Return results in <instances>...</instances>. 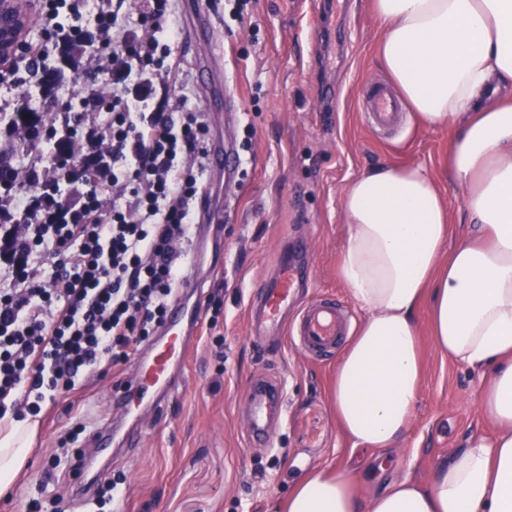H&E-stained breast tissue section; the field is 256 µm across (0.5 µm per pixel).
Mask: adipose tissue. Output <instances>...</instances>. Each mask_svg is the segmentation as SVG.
I'll use <instances>...</instances> for the list:
<instances>
[{"label":"adipose tissue","mask_w":512,"mask_h":512,"mask_svg":"<svg viewBox=\"0 0 512 512\" xmlns=\"http://www.w3.org/2000/svg\"><path fill=\"white\" fill-rule=\"evenodd\" d=\"M379 57L423 124L448 126V172L467 190L476 235L447 248L450 217L423 165L380 166L353 181L340 276L367 312L336 366L331 399L354 445L398 446L421 386L420 305L444 356L481 372L479 404L496 426L436 466L426 483L392 482L361 503L347 475L305 472L286 512H512V0H374ZM30 421L0 430V487L21 476Z\"/></svg>","instance_id":"obj_1"}]
</instances>
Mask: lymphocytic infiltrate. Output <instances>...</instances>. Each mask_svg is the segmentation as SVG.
Wrapping results in <instances>:
<instances>
[{"instance_id": "lymphocytic-infiltrate-1", "label": "lymphocytic infiltrate", "mask_w": 512, "mask_h": 512, "mask_svg": "<svg viewBox=\"0 0 512 512\" xmlns=\"http://www.w3.org/2000/svg\"><path fill=\"white\" fill-rule=\"evenodd\" d=\"M36 0L27 64L47 68L93 14L105 47L95 89L70 88L61 123L91 177L0 199V426L38 417L126 365L165 322L183 278L207 129L175 52V0Z\"/></svg>"}]
</instances>
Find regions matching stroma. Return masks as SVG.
<instances>
[{
    "label": "stroma",
    "mask_w": 512,
    "mask_h": 512,
    "mask_svg": "<svg viewBox=\"0 0 512 512\" xmlns=\"http://www.w3.org/2000/svg\"><path fill=\"white\" fill-rule=\"evenodd\" d=\"M198 2L211 33V76L200 78L188 57L189 37L178 52L208 138L223 134L240 167L232 176L209 170L200 195L199 210L225 215L195 233L206 250L222 253L217 267L199 268L202 290L193 296L210 328L193 338L186 388L169 395L163 410L141 408L137 462L112 460L110 476L128 488L124 512H276L296 478L323 466L344 470L364 499L405 477L426 482L457 449L495 435L477 404L478 374L423 339L411 424L383 465L378 451L354 448L336 419L330 390L338 356L318 359L284 333L251 334L248 311L256 287L286 254L301 271L297 306L335 297L359 328L366 312L338 273L348 234L343 198L377 166L424 165L453 220L449 246L464 241V191L448 174L449 131L420 124L409 111L392 129L368 124L367 89L392 81L379 59L373 0ZM133 372L126 365L89 391V424L110 411L111 391ZM259 382L283 391L270 448L250 439L248 395ZM54 445L51 425L40 424L23 474L0 493V512H26Z\"/></svg>",
    "instance_id": "stroma-1"
}]
</instances>
